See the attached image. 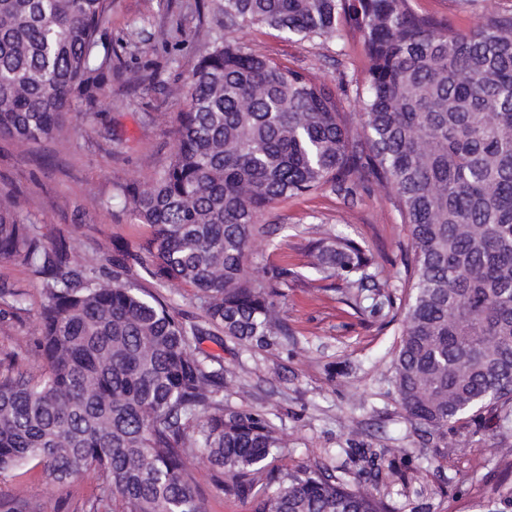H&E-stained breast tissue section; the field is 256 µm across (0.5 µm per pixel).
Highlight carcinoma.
I'll list each match as a JSON object with an SVG mask.
<instances>
[{
  "instance_id": "cac0c4a2",
  "label": "carcinoma",
  "mask_w": 512,
  "mask_h": 512,
  "mask_svg": "<svg viewBox=\"0 0 512 512\" xmlns=\"http://www.w3.org/2000/svg\"><path fill=\"white\" fill-rule=\"evenodd\" d=\"M210 2L229 32L267 26L322 44L361 34L365 88L336 89L215 39L191 75L170 163L144 188L117 185L148 233L114 249L106 282L71 238H48L0 203V262L30 270L43 296L40 372L0 350V473L36 460L65 483L94 470L105 494L87 512H205L186 463L201 448L224 493L251 499V512H390L324 470L259 485L281 439L265 414L224 406L221 360L190 342L216 328L253 348L279 345V286L299 272L247 271L258 215L325 187L351 196L370 172L393 188L413 250L391 376L398 401L433 438L512 403V13L454 28L412 0ZM111 4L0 0V136L55 140L75 98L96 100ZM351 92L362 102L360 146L342 112ZM133 265L159 287L195 289L207 327L180 322L133 284ZM372 266L345 236L313 244L321 280L380 297ZM25 312L24 294L0 283V315L20 322Z\"/></svg>"
}]
</instances>
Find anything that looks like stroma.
<instances>
[{"instance_id": "stroma-1", "label": "stroma", "mask_w": 512, "mask_h": 512, "mask_svg": "<svg viewBox=\"0 0 512 512\" xmlns=\"http://www.w3.org/2000/svg\"><path fill=\"white\" fill-rule=\"evenodd\" d=\"M414 5L455 27L512 12V0ZM223 32L202 0H113L100 29L112 54L103 95L92 103L76 100L72 129L56 140L24 146L1 137L0 195L45 233L72 235L82 263L107 266L115 247L134 246L146 233L118 199L117 186L150 183L169 162L189 79L205 45ZM235 37L248 51L320 82L366 80L369 59L357 39L337 55L268 27H245ZM259 226L249 271L286 263L300 273L283 289L288 344L258 351L219 332L200 347L224 364L225 405L265 412L282 438L275 468L325 465L340 479H375L376 494L391 512H512L503 501L512 487V422L501 425L487 411L449 428L443 442L425 441L392 390L412 252L390 185L368 175L349 198L325 190L281 200L260 214ZM337 233L372 255L390 297L381 314H371L369 294L326 287L310 273L313 243ZM0 278L24 292L27 308L24 324L0 325V349L25 350L26 368H36L27 347L38 333L41 288L27 268L12 263L0 262ZM351 448L373 449V466L363 472L354 467ZM189 466L206 512H251L248 500L224 494L202 449H191ZM102 490L97 472L53 483L34 461L0 475V497L29 502L36 512H84L85 502Z\"/></svg>"}]
</instances>
